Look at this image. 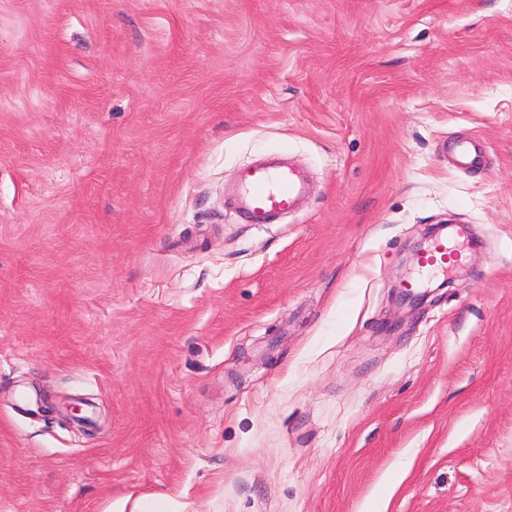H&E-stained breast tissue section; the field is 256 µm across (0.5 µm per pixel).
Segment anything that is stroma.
<instances>
[{"instance_id": "obj_1", "label": "stroma", "mask_w": 512, "mask_h": 512, "mask_svg": "<svg viewBox=\"0 0 512 512\" xmlns=\"http://www.w3.org/2000/svg\"><path fill=\"white\" fill-rule=\"evenodd\" d=\"M374 502L512 512V0H0V512ZM453 161L456 168L468 170L482 162L481 152L472 139H458L453 144ZM306 195L305 178L283 164L246 167L237 176L239 213L249 224H269L277 214L296 209ZM422 254L421 249H413L410 260L419 261ZM462 261L463 255L461 251L449 248L448 242L437 241L423 254L420 266L427 271L444 270L456 266L462 263Z\"/></svg>"}]
</instances>
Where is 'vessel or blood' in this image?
Listing matches in <instances>:
<instances>
[{
	"instance_id": "b4317fda",
	"label": "vessel or blood",
	"mask_w": 512,
	"mask_h": 512,
	"mask_svg": "<svg viewBox=\"0 0 512 512\" xmlns=\"http://www.w3.org/2000/svg\"><path fill=\"white\" fill-rule=\"evenodd\" d=\"M456 168L478 167L482 155L471 139H459L453 144ZM307 194V182L294 168L283 164H264L244 168L237 176V199L240 214L251 224H267L280 213L298 207ZM461 251L449 248L447 242H435L420 261L428 271L444 270L462 263Z\"/></svg>"
}]
</instances>
